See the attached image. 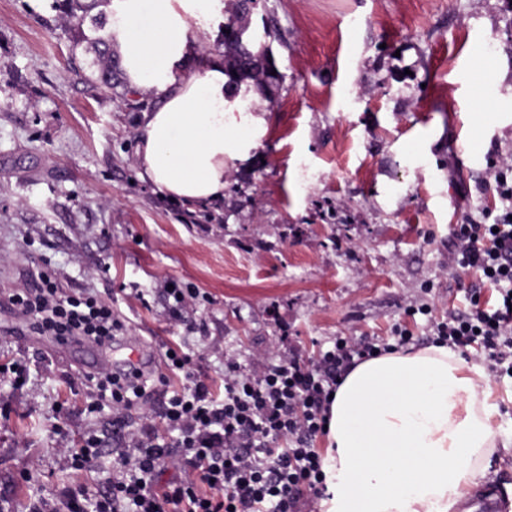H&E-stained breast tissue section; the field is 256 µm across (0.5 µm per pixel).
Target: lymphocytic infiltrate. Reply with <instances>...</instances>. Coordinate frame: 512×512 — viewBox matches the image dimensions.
I'll list each match as a JSON object with an SVG mask.
<instances>
[{
  "label": "lymphocytic infiltrate",
  "instance_id": "f902f5d3",
  "mask_svg": "<svg viewBox=\"0 0 512 512\" xmlns=\"http://www.w3.org/2000/svg\"><path fill=\"white\" fill-rule=\"evenodd\" d=\"M501 208L490 224H459L450 236L452 266L481 273L495 288V303L472 297L467 312L436 324L440 345L477 346L496 363L512 361V164L491 167ZM27 287L0 306L16 312L28 332L57 345L90 342L103 347L127 326L88 288H61L41 268ZM164 371L145 365L115 372L97 367L69 374L92 389L94 410H110L112 433L122 447L94 497L65 490L67 512H315L325 480L324 458L313 446L325 432L331 397L360 362L382 346L344 337L318 360L289 354L278 363L224 364V392L216 394L181 347L164 345ZM182 389H171L172 379ZM151 408L156 422L131 425L132 410ZM288 440L285 448L277 440ZM190 469L175 482L161 471L179 461Z\"/></svg>",
  "mask_w": 512,
  "mask_h": 512
}]
</instances>
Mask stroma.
Instances as JSON below:
<instances>
[{
	"label": "stroma",
	"mask_w": 512,
	"mask_h": 512,
	"mask_svg": "<svg viewBox=\"0 0 512 512\" xmlns=\"http://www.w3.org/2000/svg\"><path fill=\"white\" fill-rule=\"evenodd\" d=\"M269 23L280 79L254 96L256 144L227 160L223 199L187 205L137 175L156 97L86 83L96 33L59 0H0V290L44 267L111 302L144 358L181 343L219 385L225 360L290 346L314 360L340 337L390 344L400 327L421 349L435 322L468 309L479 277L449 268L448 239L500 206L483 180L512 159V0H258L250 30ZM168 278L200 293L190 326L167 319ZM21 327L0 309L5 512L68 487L96 493L112 462L106 413L61 379L111 356L74 345L61 363ZM463 358L484 369L512 435V376L475 349ZM90 433L104 457L71 468L58 445ZM483 465V488L512 512V447Z\"/></svg>",
	"instance_id": "1"
}]
</instances>
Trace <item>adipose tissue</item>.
Returning <instances> with one entry per match:
<instances>
[{
	"instance_id": "obj_1",
	"label": "adipose tissue",
	"mask_w": 512,
	"mask_h": 512,
	"mask_svg": "<svg viewBox=\"0 0 512 512\" xmlns=\"http://www.w3.org/2000/svg\"><path fill=\"white\" fill-rule=\"evenodd\" d=\"M222 0H111L106 35L129 85L155 94L144 115L138 176L187 203L224 196L226 159L261 122L241 109L222 58L198 56ZM477 365L441 345L390 350L359 363L330 405L328 495L320 512H457L478 487L477 461L499 437L498 409Z\"/></svg>"
}]
</instances>
